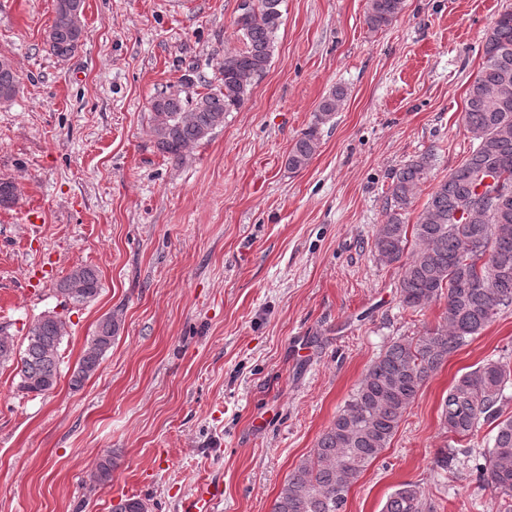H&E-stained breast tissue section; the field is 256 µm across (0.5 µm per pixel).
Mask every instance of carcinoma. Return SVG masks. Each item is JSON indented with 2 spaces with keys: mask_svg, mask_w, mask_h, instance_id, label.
<instances>
[{
  "mask_svg": "<svg viewBox=\"0 0 512 512\" xmlns=\"http://www.w3.org/2000/svg\"><path fill=\"white\" fill-rule=\"evenodd\" d=\"M252 13L235 20L243 47L224 54L216 82L205 92L172 85L150 101L151 133L156 149L176 162L190 147L224 127V121L247 99L253 82L270 65L275 34L282 23V0H252ZM405 0H368L366 23L372 30L389 26L405 9ZM84 0H56L46 31L49 49L63 59L81 45ZM481 70L470 84L461 120L476 142L460 164L430 193L415 224H405L416 190L425 178L431 154L422 153L400 167L388 187L389 212L374 236L372 252L385 264H399V302L411 313L445 301L442 322L420 336L391 339L368 367L336 418L320 435L313 453L288 474L270 512H345L347 495L366 468L397 432L404 414L423 385L499 314L512 307V197L483 201L476 187L486 178L512 190V11L499 14L481 45ZM19 80L13 64H0V102L14 99ZM347 92L334 87L321 101L314 123L288 152L290 170L305 168L317 152L318 128L330 122ZM17 200V186L0 179V207ZM56 294L75 306L95 300L100 280L95 269L77 267L55 285ZM122 318L114 311L97 324L73 371L77 390L95 374L118 337ZM66 322L54 311L38 315L28 327L21 357L13 336L0 328V364L20 359V391L44 395L60 375L59 348ZM512 387V358L488 359L463 373L441 404L443 430L473 440L483 426L495 434L486 451L444 450L436 466L446 471L457 455L475 474L478 487L512 512V415L505 414L504 391ZM90 478L112 479V459L98 462ZM425 491L404 483L388 497L383 512H423ZM112 512H147L135 497L120 498Z\"/></svg>",
  "mask_w": 512,
  "mask_h": 512,
  "instance_id": "obj_1",
  "label": "carcinoma"
}]
</instances>
